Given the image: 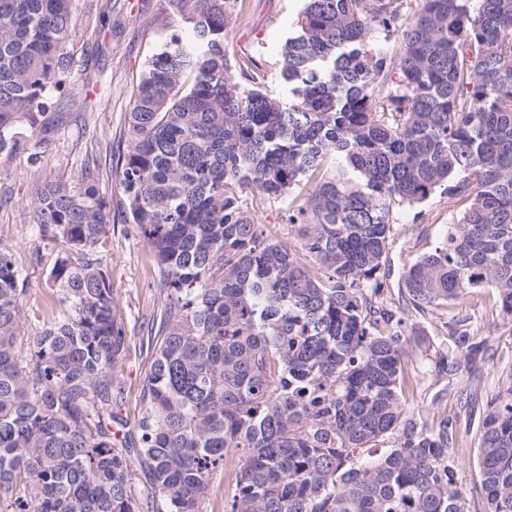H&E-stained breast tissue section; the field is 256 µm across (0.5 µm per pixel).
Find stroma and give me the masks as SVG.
Wrapping results in <instances>:
<instances>
[{
  "instance_id": "35a3bbf8",
  "label": "stroma",
  "mask_w": 512,
  "mask_h": 512,
  "mask_svg": "<svg viewBox=\"0 0 512 512\" xmlns=\"http://www.w3.org/2000/svg\"><path fill=\"white\" fill-rule=\"evenodd\" d=\"M101 0H75L76 46L74 63L64 76V87L48 100L47 112L53 125L48 141L33 140L31 152L40 163L28 166L25 158L0 154V242L20 255L39 245L33 230L35 221L30 185L32 181L68 182L74 191L86 186V159L82 147L87 139L119 141L133 106V88L147 59L168 41L176 23L164 0H115L112 26L94 36L86 28L95 24ZM304 0H231L224 24V46L240 60H253L259 67L262 90L274 98L288 95L279 78L281 48L291 35ZM96 85L101 98L94 110L83 112L66 103V87ZM291 196L265 198L254 203L252 193H243L245 204L254 205V218L269 238L298 248L297 229L288 222ZM458 211L454 201L437 194L420 210L402 211L394 226L388 253L390 275L386 280L387 300L401 310L428 347V361L412 355L405 371L409 387L406 406L430 422L444 412L460 409L456 394L469 388L467 371L454 375L439 372V352L449 345L439 327L447 322V310L415 311L401 284L402 271L419 256L436 246ZM104 256L112 276V286L123 315L127 353L118 375L123 384L121 413L127 420L137 416V396L151 361L142 324L149 319L156 293L149 253L143 239L129 231L122 214H114ZM477 339L487 340L490 349L482 366L484 386L469 407L472 422H479L486 404L498 391V378L512 369V324L495 325L484 311L471 313Z\"/></svg>"
}]
</instances>
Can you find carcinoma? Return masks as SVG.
I'll return each mask as SVG.
<instances>
[{"label": "carcinoma", "mask_w": 512, "mask_h": 512, "mask_svg": "<svg viewBox=\"0 0 512 512\" xmlns=\"http://www.w3.org/2000/svg\"><path fill=\"white\" fill-rule=\"evenodd\" d=\"M165 3L179 31L146 62L126 145L105 146L119 201L34 187L49 288L23 347L22 260L0 245V512H207L218 471L224 512H463L470 429L406 408L416 339L384 283L400 210L462 204L402 284L416 309L453 313L440 368L469 364L477 394L488 343L463 312L489 288L512 324V0H305L286 102L244 85L227 0ZM73 28L74 0H0V153L51 134ZM317 174L288 215L311 269L239 194ZM114 209L147 242L158 297L131 430ZM473 440L479 512H512V371ZM231 479L232 477L225 475L224 472H217L213 476L209 487V504H207L208 511H211L212 508L216 512L222 509V495L227 494L228 484L230 483Z\"/></svg>", "instance_id": "cac0c4a2"}]
</instances>
